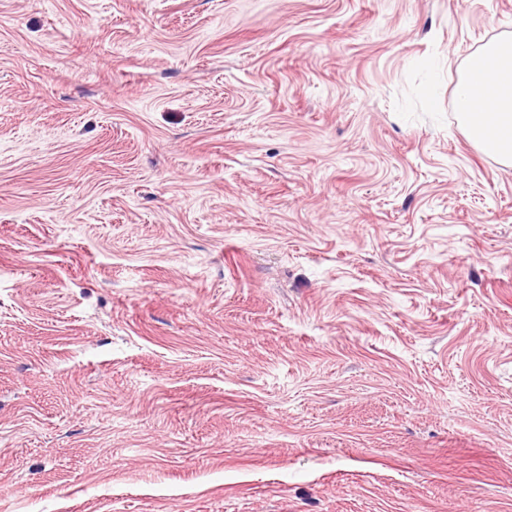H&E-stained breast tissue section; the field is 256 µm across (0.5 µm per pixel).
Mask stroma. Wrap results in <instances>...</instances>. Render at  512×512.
Returning <instances> with one entry per match:
<instances>
[{
	"label": "stroma",
	"instance_id": "obj_1",
	"mask_svg": "<svg viewBox=\"0 0 512 512\" xmlns=\"http://www.w3.org/2000/svg\"><path fill=\"white\" fill-rule=\"evenodd\" d=\"M512 0H0V512H512ZM490 73L499 74L492 88L487 86ZM453 107L466 137L478 150L512 164L511 38L488 41L465 58L453 92Z\"/></svg>",
	"mask_w": 512,
	"mask_h": 512
}]
</instances>
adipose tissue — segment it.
I'll return each instance as SVG.
<instances>
[{
  "instance_id": "adipose-tissue-1",
  "label": "adipose tissue",
  "mask_w": 512,
  "mask_h": 512,
  "mask_svg": "<svg viewBox=\"0 0 512 512\" xmlns=\"http://www.w3.org/2000/svg\"><path fill=\"white\" fill-rule=\"evenodd\" d=\"M468 140L482 153L512 164V39L491 40L470 53L453 92Z\"/></svg>"
}]
</instances>
